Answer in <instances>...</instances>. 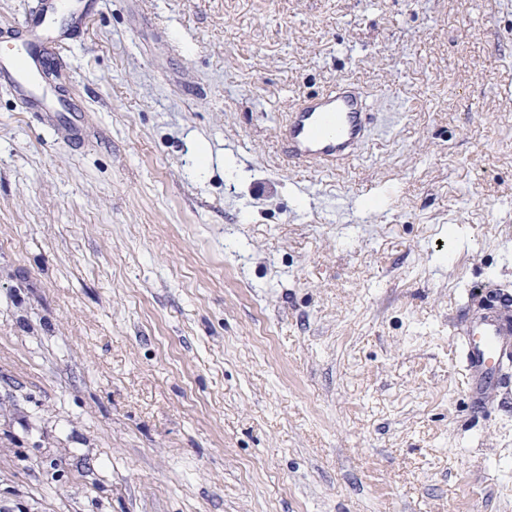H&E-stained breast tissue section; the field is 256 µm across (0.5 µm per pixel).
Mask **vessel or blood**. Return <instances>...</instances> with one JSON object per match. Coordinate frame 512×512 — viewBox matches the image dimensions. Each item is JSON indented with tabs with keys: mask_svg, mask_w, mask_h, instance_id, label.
I'll use <instances>...</instances> for the list:
<instances>
[{
	"mask_svg": "<svg viewBox=\"0 0 512 512\" xmlns=\"http://www.w3.org/2000/svg\"><path fill=\"white\" fill-rule=\"evenodd\" d=\"M98 7L99 0H35L8 28L10 50L0 52V88L13 95L21 111L64 127L76 141L87 135L83 106L47 87L45 69ZM373 133L366 99L352 85L339 84L296 100L277 137L295 166L328 172L355 160ZM457 344L467 396L473 410L482 411L491 392L512 384V299L488 296L482 310L462 324Z\"/></svg>",
	"mask_w": 512,
	"mask_h": 512,
	"instance_id": "obj_1",
	"label": "vessel or blood"
}]
</instances>
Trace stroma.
<instances>
[{
	"label": "stroma",
	"instance_id": "35a3bbf8",
	"mask_svg": "<svg viewBox=\"0 0 512 512\" xmlns=\"http://www.w3.org/2000/svg\"><path fill=\"white\" fill-rule=\"evenodd\" d=\"M0 89V512H512V396L451 322L512 295V0H104ZM355 83L388 136L284 159ZM98 7L99 0H35L22 20L7 28L12 50L0 52V88L13 95L21 111L39 114L48 126L64 127L75 141L87 136L83 106L76 97L47 87L45 69ZM59 16L66 17L63 27L52 25ZM374 130L366 99L339 84L296 100L277 137L296 167L328 172L355 160Z\"/></svg>",
	"mask_w": 512,
	"mask_h": 512
}]
</instances>
